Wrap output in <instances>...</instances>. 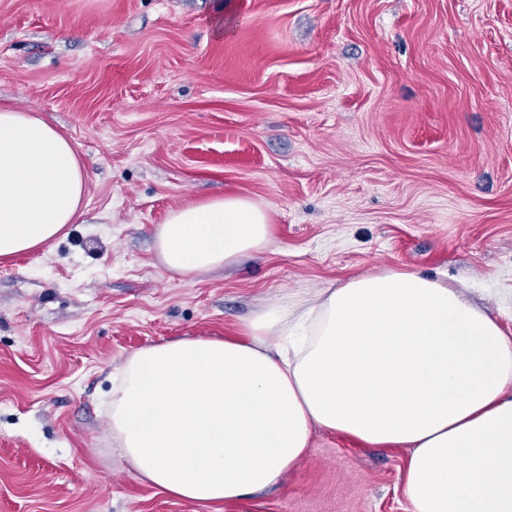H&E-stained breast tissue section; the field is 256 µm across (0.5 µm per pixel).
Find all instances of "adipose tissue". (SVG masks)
<instances>
[{"label":"adipose tissue","mask_w":512,"mask_h":512,"mask_svg":"<svg viewBox=\"0 0 512 512\" xmlns=\"http://www.w3.org/2000/svg\"><path fill=\"white\" fill-rule=\"evenodd\" d=\"M87 179L68 138L0 105V259L76 223ZM271 236L267 206L228 195L170 211L156 248L191 279ZM108 415L136 476L184 501L231 504L279 484L324 430L407 450L409 512H512V336L462 289L417 272L265 305L237 338L139 349L112 382Z\"/></svg>","instance_id":"1"}]
</instances>
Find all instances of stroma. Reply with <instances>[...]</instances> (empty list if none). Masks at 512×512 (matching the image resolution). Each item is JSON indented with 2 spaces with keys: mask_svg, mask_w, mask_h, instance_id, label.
I'll return each instance as SVG.
<instances>
[{
  "mask_svg": "<svg viewBox=\"0 0 512 512\" xmlns=\"http://www.w3.org/2000/svg\"><path fill=\"white\" fill-rule=\"evenodd\" d=\"M0 103L74 144L65 236L0 261V512H406V450L316 431L282 485L172 498L112 448L134 351L380 270L447 276L512 333V0H0ZM268 204L239 265L170 274L156 230Z\"/></svg>",
  "mask_w": 512,
  "mask_h": 512,
  "instance_id": "obj_1",
  "label": "stroma"
}]
</instances>
